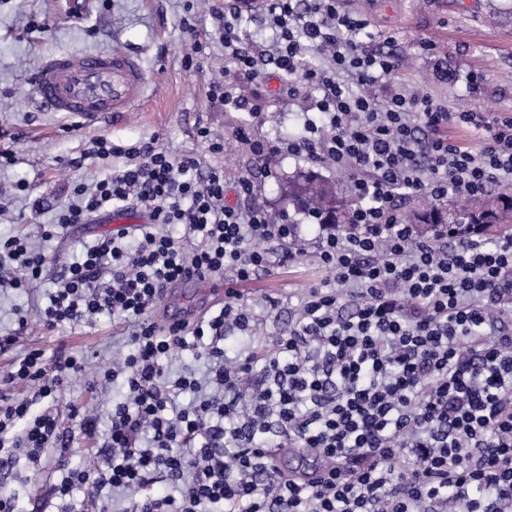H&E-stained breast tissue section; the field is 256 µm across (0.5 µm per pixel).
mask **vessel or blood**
<instances>
[{
	"mask_svg": "<svg viewBox=\"0 0 512 512\" xmlns=\"http://www.w3.org/2000/svg\"><path fill=\"white\" fill-rule=\"evenodd\" d=\"M33 87L43 111L92 127L133 111L146 98L149 80L138 56L103 49L48 57L37 70Z\"/></svg>",
	"mask_w": 512,
	"mask_h": 512,
	"instance_id": "1",
	"label": "vessel or blood"
}]
</instances>
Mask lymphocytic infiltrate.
<instances>
[{"label": "lymphocytic infiltrate", "mask_w": 512, "mask_h": 512, "mask_svg": "<svg viewBox=\"0 0 512 512\" xmlns=\"http://www.w3.org/2000/svg\"><path fill=\"white\" fill-rule=\"evenodd\" d=\"M240 13L238 0L211 9L236 81L256 80L272 66L282 79L299 74L322 92L314 104L322 125L270 145L266 160L305 153L355 175L361 233L328 235L317 249L319 262L347 285L353 313L342 314L335 290L313 289L282 336L235 363L218 343L227 332L251 331L253 318L240 308L158 325L149 313L165 289L195 276L250 280L270 263L267 243L288 242L295 227L270 223L256 204L225 205L223 169L195 155L97 139L95 154H120L127 163L93 186H74L79 202L59 228L109 204L148 209L150 221L84 247L38 312L50 331L106 312L132 325L133 353L103 373L125 390L109 416L108 469H75L59 455L56 494L107 483L134 494L133 512H445L451 501L464 512H512V335L498 324L512 313V242L415 244L395 204L423 192L474 196L511 176L512 117L455 114L425 97L381 103L351 93L349 81L377 83L397 62L362 50L354 35L363 23L340 0L304 7L269 0L268 48L243 41ZM310 47L327 51V67L303 66ZM456 120L481 131L479 151L449 142ZM421 124L436 133L423 162L414 135ZM1 256L14 266L0 287H28L46 264L17 237L0 242ZM190 346L209 358L217 394L172 417L175 390L200 385L169 380L161 360ZM89 366L84 355L31 350L0 375L5 389L29 388L21 398L0 393L1 466L21 455L39 461L45 448L64 445L47 405ZM279 448L317 449V471L278 466ZM157 470L172 493L148 491Z\"/></svg>", "instance_id": "lymphocytic-infiltrate-1"}]
</instances>
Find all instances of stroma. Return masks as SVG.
Masks as SVG:
<instances>
[{"instance_id":"1","label":"stroma","mask_w":512,"mask_h":512,"mask_svg":"<svg viewBox=\"0 0 512 512\" xmlns=\"http://www.w3.org/2000/svg\"><path fill=\"white\" fill-rule=\"evenodd\" d=\"M214 0H0V151L13 153V164L0 168V235L27 239L44 249L46 270L26 291L0 289V336L19 332L10 349L0 351V373L23 352L40 349L52 356L83 354L94 365L108 366L126 353L128 325L102 316L78 326L49 332L37 312L60 274L85 245L112 232V212L104 209L89 223L74 225L67 234L46 237L60 208L73 199L74 183H94L119 170L124 158H83L80 168L64 166L67 158L83 157L97 138L116 145L156 141L173 154L197 153L205 165L224 170L225 199L243 205L238 181L248 176L264 182L259 201L281 209L285 222L296 224L305 253L286 263L272 261L253 280L235 285L227 301L252 309L256 344L278 336L295 321L303 297L332 279L315 256L322 228L307 215L284 208L278 184L304 170L329 181H346L347 171L320 164L315 158L282 155L263 172L254 146L288 139L305 119L322 122L314 110V93L299 79L281 82L277 75L240 84L241 106L224 105L210 94L213 82L224 79L230 64L210 17ZM343 9L361 19L357 36L363 50L397 57L399 68L387 81L369 86L382 99L394 93L425 95L452 112H481L487 117L512 116V0H342ZM192 24L206 42L203 67L188 65L184 31ZM114 48L141 57L150 90L137 110L119 120L75 129L63 118L37 112L31 77L50 55L67 51ZM206 127L224 142L216 154L197 137ZM25 190H18V182ZM44 200L43 210L32 207ZM26 329H19L20 318ZM121 385L108 391L90 390L77 376L53 404L62 428L72 437L71 461L95 455L105 442L107 414ZM94 414L95 435L79 432L74 410ZM55 449H45L39 465L27 460L0 468V491L14 495L16 512H57L54 487L61 479L54 467Z\"/></svg>"}]
</instances>
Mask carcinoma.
<instances>
[{
  "label": "carcinoma",
  "mask_w": 512,
  "mask_h": 512,
  "mask_svg": "<svg viewBox=\"0 0 512 512\" xmlns=\"http://www.w3.org/2000/svg\"><path fill=\"white\" fill-rule=\"evenodd\" d=\"M283 201L303 214L313 216L334 232L355 229L351 218L362 204L353 190L338 187L318 177L314 172H300L280 186ZM414 237L428 233L447 234L463 241L490 244L508 238L499 226H512V187L491 190L464 207L454 201L434 197L414 210Z\"/></svg>",
  "instance_id": "obj_1"
}]
</instances>
